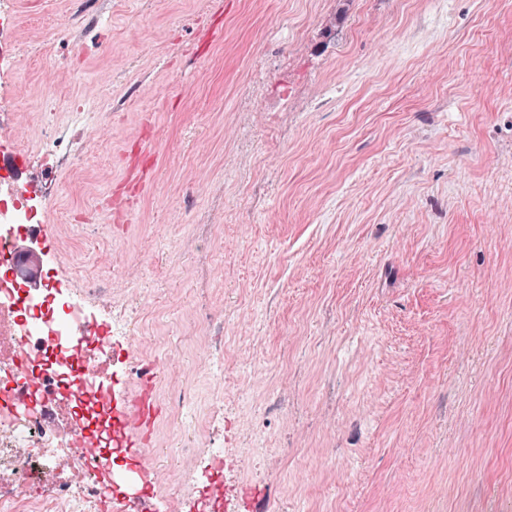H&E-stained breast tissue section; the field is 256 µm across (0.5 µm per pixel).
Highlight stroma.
Listing matches in <instances>:
<instances>
[{
  "mask_svg": "<svg viewBox=\"0 0 512 512\" xmlns=\"http://www.w3.org/2000/svg\"><path fill=\"white\" fill-rule=\"evenodd\" d=\"M83 8L97 26L56 28ZM7 188L37 250L133 274L170 366L142 451L191 438L265 512H512V0H0ZM110 71L63 135L83 82ZM223 335L229 395L202 362ZM192 388L187 421L169 393ZM251 426L270 453L240 472Z\"/></svg>",
  "mask_w": 512,
  "mask_h": 512,
  "instance_id": "obj_1",
  "label": "stroma"
}]
</instances>
